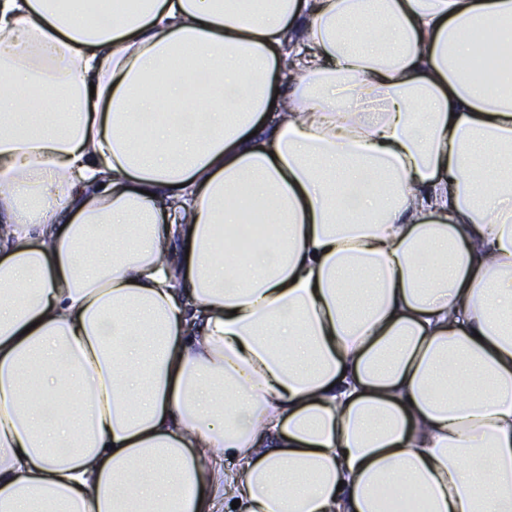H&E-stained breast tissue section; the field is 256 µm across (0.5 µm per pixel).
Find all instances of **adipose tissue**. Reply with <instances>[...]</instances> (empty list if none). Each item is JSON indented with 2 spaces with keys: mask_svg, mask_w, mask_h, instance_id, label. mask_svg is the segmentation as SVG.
<instances>
[{
  "mask_svg": "<svg viewBox=\"0 0 512 512\" xmlns=\"http://www.w3.org/2000/svg\"><path fill=\"white\" fill-rule=\"evenodd\" d=\"M484 41L512 0H0V512H512ZM267 224H246L237 234L236 240L239 250L246 251L264 242L267 235Z\"/></svg>",
  "mask_w": 512,
  "mask_h": 512,
  "instance_id": "adipose-tissue-1",
  "label": "adipose tissue"
}]
</instances>
